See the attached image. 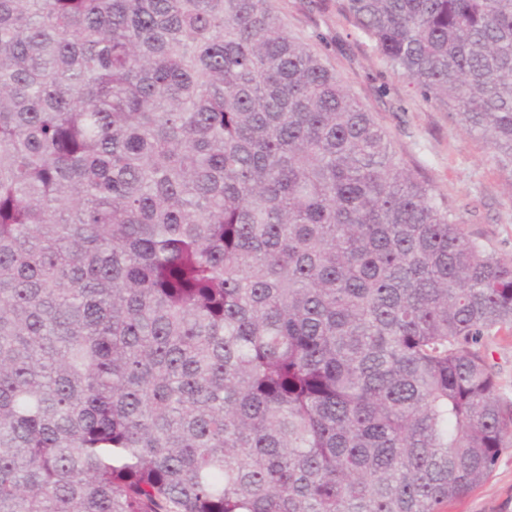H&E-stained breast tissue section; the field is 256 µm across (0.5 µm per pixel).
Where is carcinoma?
Returning <instances> with one entry per match:
<instances>
[{
    "instance_id": "carcinoma-1",
    "label": "carcinoma",
    "mask_w": 512,
    "mask_h": 512,
    "mask_svg": "<svg viewBox=\"0 0 512 512\" xmlns=\"http://www.w3.org/2000/svg\"><path fill=\"white\" fill-rule=\"evenodd\" d=\"M512 174V0H336ZM512 259L273 0H0V512H444L512 444ZM486 353L488 362L497 375L502 395L512 398V336L488 339Z\"/></svg>"
}]
</instances>
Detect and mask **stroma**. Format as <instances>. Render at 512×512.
I'll return each mask as SVG.
<instances>
[{
	"mask_svg": "<svg viewBox=\"0 0 512 512\" xmlns=\"http://www.w3.org/2000/svg\"><path fill=\"white\" fill-rule=\"evenodd\" d=\"M274 6L288 31L321 52L375 112L406 165L447 196L463 232L512 258V173L496 164L490 145L465 134L456 114L394 73L335 0H275ZM449 512H512V447L503 449L492 476Z\"/></svg>",
	"mask_w": 512,
	"mask_h": 512,
	"instance_id": "1",
	"label": "stroma"
}]
</instances>
